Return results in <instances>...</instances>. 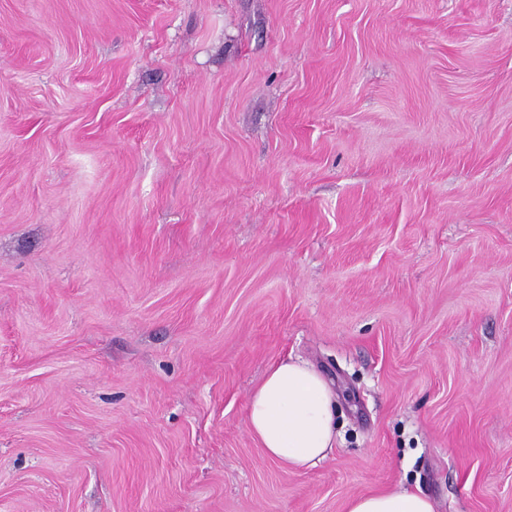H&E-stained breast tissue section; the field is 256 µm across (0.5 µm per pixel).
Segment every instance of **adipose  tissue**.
<instances>
[{
    "mask_svg": "<svg viewBox=\"0 0 512 512\" xmlns=\"http://www.w3.org/2000/svg\"><path fill=\"white\" fill-rule=\"evenodd\" d=\"M249 430L265 456L303 469L326 460L338 428L336 395L308 362L287 359L270 367L247 405ZM346 512H434L428 498L397 489L349 500Z\"/></svg>",
    "mask_w": 512,
    "mask_h": 512,
    "instance_id": "obj_1",
    "label": "adipose tissue"
}]
</instances>
